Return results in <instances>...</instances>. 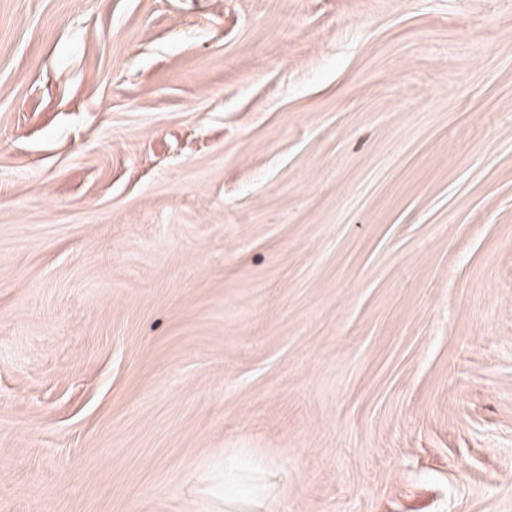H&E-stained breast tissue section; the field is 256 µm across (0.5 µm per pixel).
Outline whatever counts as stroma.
I'll use <instances>...</instances> for the list:
<instances>
[{
    "mask_svg": "<svg viewBox=\"0 0 512 512\" xmlns=\"http://www.w3.org/2000/svg\"><path fill=\"white\" fill-rule=\"evenodd\" d=\"M0 512H512V0H0Z\"/></svg>",
    "mask_w": 512,
    "mask_h": 512,
    "instance_id": "obj_1",
    "label": "stroma"
}]
</instances>
